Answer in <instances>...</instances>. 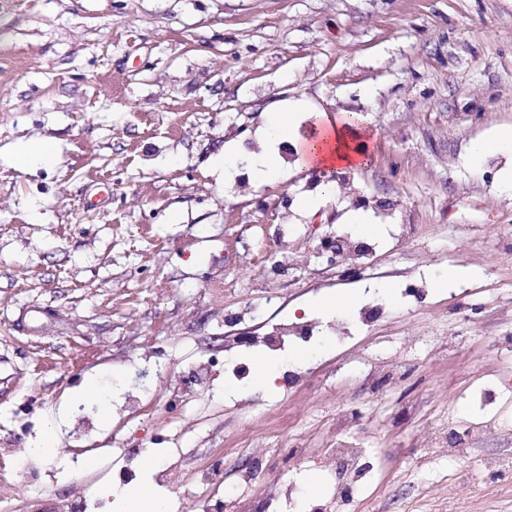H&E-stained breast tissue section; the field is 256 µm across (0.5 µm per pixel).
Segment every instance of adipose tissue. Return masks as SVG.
<instances>
[{
    "label": "adipose tissue",
    "instance_id": "obj_1",
    "mask_svg": "<svg viewBox=\"0 0 512 512\" xmlns=\"http://www.w3.org/2000/svg\"><path fill=\"white\" fill-rule=\"evenodd\" d=\"M309 118L311 134L297 137L295 142L300 166L330 170L365 164V156L354 147L358 127L355 115L345 113L331 120L324 113L313 112Z\"/></svg>",
    "mask_w": 512,
    "mask_h": 512
}]
</instances>
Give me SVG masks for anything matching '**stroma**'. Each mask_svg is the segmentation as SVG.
Segmentation results:
<instances>
[{
  "label": "stroma",
  "mask_w": 512,
  "mask_h": 512,
  "mask_svg": "<svg viewBox=\"0 0 512 512\" xmlns=\"http://www.w3.org/2000/svg\"><path fill=\"white\" fill-rule=\"evenodd\" d=\"M288 101L362 120L370 158L331 194L318 169L255 176ZM508 129L512 0H0V502L50 512L91 480L93 453L112 467L93 512L130 488L175 512L168 467L203 510L197 467L224 457L235 487L254 446L263 482L278 471L320 499L328 476L287 469L289 444L354 438L373 478L353 512H512V484L479 472L512 457V391L481 397L512 375V163L470 152ZM45 136L60 163L15 168L14 149ZM302 195L321 203L299 212ZM357 210L381 243L349 279L317 249L352 234ZM449 266L457 282L407 294ZM337 293L384 313L342 345L317 333L225 364V337L327 322L317 303ZM299 369L311 382L285 387ZM139 392L150 424L118 433ZM482 421L466 457L421 449L429 427ZM50 431L59 456L29 469ZM129 448L147 456L125 480Z\"/></svg>",
  "instance_id": "stroma-1"
}]
</instances>
